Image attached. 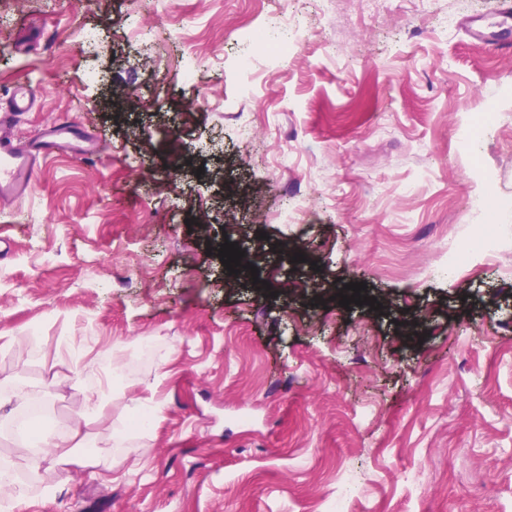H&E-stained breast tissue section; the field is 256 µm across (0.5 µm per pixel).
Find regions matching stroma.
I'll return each instance as SVG.
<instances>
[{"mask_svg":"<svg viewBox=\"0 0 512 512\" xmlns=\"http://www.w3.org/2000/svg\"><path fill=\"white\" fill-rule=\"evenodd\" d=\"M499 3L436 0L362 36L317 0H0V102L42 90L14 137L60 119L98 151L48 159L28 199L0 202V460L24 469L6 428L33 400L42 454L81 415L88 447H112L44 469L0 512H325L340 491L361 512H512V243L442 272L448 249L496 230L475 194L512 208V52L465 31ZM285 9L309 39L280 61L249 31ZM176 17L190 39L132 34ZM484 88L500 106L473 156L455 128L482 115ZM285 144L299 152L279 169ZM196 212L249 256L261 238L298 243L330 287L365 283L381 310L295 302L272 251L268 289L225 291ZM412 315L414 346L395 326ZM140 337L156 343L86 415L101 359ZM146 390L162 412L141 433L126 405Z\"/></svg>","mask_w":512,"mask_h":512,"instance_id":"35a3bbf8","label":"stroma"}]
</instances>
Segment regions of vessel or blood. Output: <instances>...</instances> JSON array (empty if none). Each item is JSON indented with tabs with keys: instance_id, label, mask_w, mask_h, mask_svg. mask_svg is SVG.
I'll return each mask as SVG.
<instances>
[{
	"instance_id": "1",
	"label": "vessel or blood",
	"mask_w": 512,
	"mask_h": 512,
	"mask_svg": "<svg viewBox=\"0 0 512 512\" xmlns=\"http://www.w3.org/2000/svg\"><path fill=\"white\" fill-rule=\"evenodd\" d=\"M40 96L33 87L13 88L0 105V200L20 202L33 191V177L47 156L76 145L94 155L96 144L85 131L59 120L46 122L38 136L19 140L10 131L35 105Z\"/></svg>"
}]
</instances>
